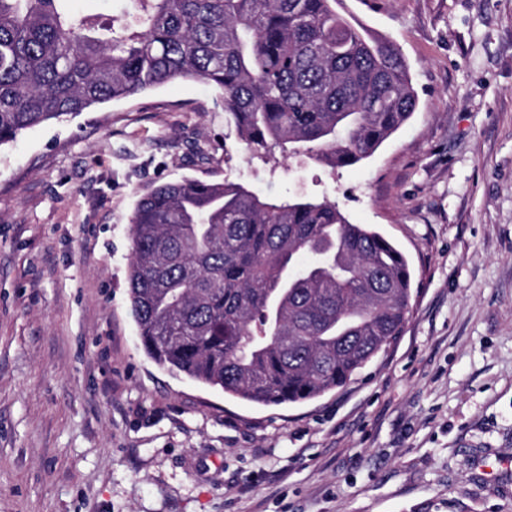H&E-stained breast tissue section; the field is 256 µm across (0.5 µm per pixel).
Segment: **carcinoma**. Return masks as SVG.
Masks as SVG:
<instances>
[{
	"mask_svg": "<svg viewBox=\"0 0 512 512\" xmlns=\"http://www.w3.org/2000/svg\"><path fill=\"white\" fill-rule=\"evenodd\" d=\"M68 0H0V146L177 79L224 92L256 148L335 170L411 117L399 49L339 0H127V19ZM128 299L145 354L177 377L263 406L344 386L400 335L406 256L338 204L269 200L230 180L150 188L132 218Z\"/></svg>",
	"mask_w": 512,
	"mask_h": 512,
	"instance_id": "1",
	"label": "carcinoma"
}]
</instances>
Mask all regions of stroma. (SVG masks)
Wrapping results in <instances>:
<instances>
[{"instance_id": "1", "label": "stroma", "mask_w": 512, "mask_h": 512, "mask_svg": "<svg viewBox=\"0 0 512 512\" xmlns=\"http://www.w3.org/2000/svg\"><path fill=\"white\" fill-rule=\"evenodd\" d=\"M400 50L411 119L336 170L249 148L176 80L0 147V512H512V0H345ZM339 203L412 307L343 387L258 406L169 374L128 302L154 185Z\"/></svg>"}]
</instances>
